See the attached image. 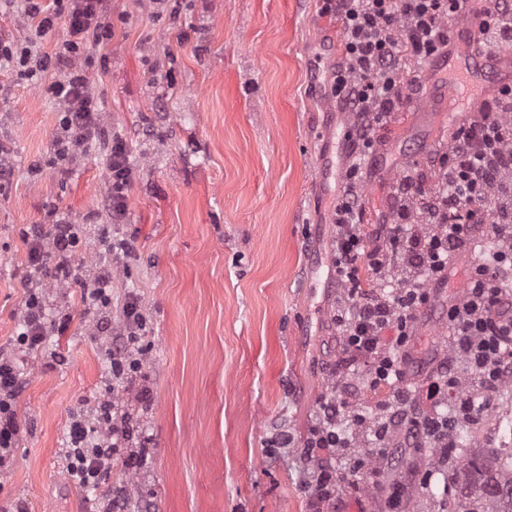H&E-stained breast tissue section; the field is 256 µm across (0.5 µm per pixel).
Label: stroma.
Returning a JSON list of instances; mask_svg holds the SVG:
<instances>
[{"label":"stroma","instance_id":"35a3bbf8","mask_svg":"<svg viewBox=\"0 0 512 512\" xmlns=\"http://www.w3.org/2000/svg\"><path fill=\"white\" fill-rule=\"evenodd\" d=\"M111 30L84 73L102 119L126 140L134 174L122 223L104 209L106 151L94 146L61 172L50 147L60 105L39 78L0 71V144L11 178L0 190V349L12 350L24 315L23 232L58 210L79 225L75 264L92 272L106 238H128L112 266V318L136 296L142 364L132 385L112 374L81 288L44 279L43 295L72 316L68 330L24 352L13 454L0 466V512H87L123 478L137 491L126 512H313L301 487L313 472L305 438L326 382L347 350L333 314L336 202L352 161L365 224L384 223L394 180L425 167L448 130L408 102L375 128L336 104L331 76L342 35L322 0H107ZM41 160L43 174L29 166ZM469 256L406 349L436 358L437 325L465 285ZM118 394L134 434L93 490L73 484L65 448L75 416L94 418Z\"/></svg>","mask_w":512,"mask_h":512}]
</instances>
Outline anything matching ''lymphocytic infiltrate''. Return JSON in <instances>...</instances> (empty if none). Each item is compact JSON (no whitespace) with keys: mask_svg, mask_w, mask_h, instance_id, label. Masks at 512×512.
Listing matches in <instances>:
<instances>
[{"mask_svg":"<svg viewBox=\"0 0 512 512\" xmlns=\"http://www.w3.org/2000/svg\"><path fill=\"white\" fill-rule=\"evenodd\" d=\"M6 10H17L31 23L34 36L26 45L0 39V69L23 66L28 77L57 69L64 80L51 85L52 94L63 106L62 133L52 143L58 165H68L91 143L107 148L108 178L112 189L106 207L113 219L127 209V189L132 170L126 145L112 135L101 120L97 104L81 65L90 46L100 44L106 34L101 23L103 0H0ZM335 10L344 37L345 65L334 71V91L361 117L363 143H370L374 128L391 119L396 108L401 78L407 66L417 60L422 47L442 51L448 46L446 21L457 14L460 0H325ZM66 23L69 37L59 51H43L39 37ZM512 112V86H503L493 106L474 113L460 125L448 146L430 159L432 175L418 170L407 172L394 188L395 205L389 223L375 225V246H367L359 223L361 199L353 185H346L336 208V249L333 264L337 278L358 275L367 269L370 280L381 274V259L388 252L397 255L394 269L414 290L442 284L457 252L467 246L476 229L473 202H492L498 223L512 227V122L501 123L499 114ZM47 225L34 224L24 234L27 267L48 273L60 281L75 277L72 261L80 243L78 225L48 212ZM512 279V250L497 251L475 264L467 277V293L448 307V333L454 343L474 355L501 349L512 363V293L504 294L500 279ZM86 292L98 306L96 331L107 335L111 327L112 264H99ZM358 306L354 322L335 316L336 331L347 350L366 366L382 364L392 369L398 352L410 337L404 321L393 318L382 296L364 287L354 288ZM22 330L16 338L20 348L33 351L44 343L49 331L65 332L69 315L54 318L35 289L25 295ZM122 337L112 341V372L120 379H132L140 372V361L128 355V347L142 328L135 299L123 305ZM22 366L14 354L0 352V462L8 458L18 432L15 405L22 382ZM335 397L320 401V420L306 442L308 457L320 469L318 502L333 498L336 473L330 463L335 454ZM120 410L114 402L100 405L101 431L88 429L82 420L69 426L70 446L67 469L75 484L91 487L111 471L112 462L129 439L128 428L117 422Z\"/></svg>","mask_w":512,"mask_h":512,"instance_id":"1","label":"lymphocytic infiltrate"}]
</instances>
